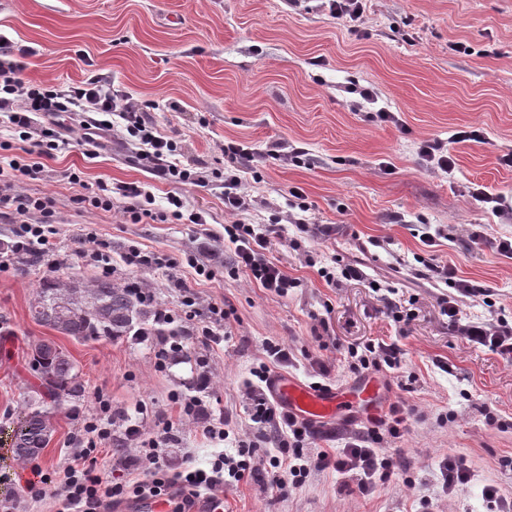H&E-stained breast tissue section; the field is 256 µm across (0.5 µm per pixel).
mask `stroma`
I'll return each mask as SVG.
<instances>
[{
  "mask_svg": "<svg viewBox=\"0 0 512 512\" xmlns=\"http://www.w3.org/2000/svg\"><path fill=\"white\" fill-rule=\"evenodd\" d=\"M0 33L35 48L25 77L34 82L78 84L109 77L121 93L142 104L148 121L180 147L183 165L224 169L230 142L254 149L242 190L251 200L247 219L280 224L272 251L296 288L278 297L236 271L235 246L224 231L233 216L224 187L180 186L140 166L114 126L101 147L78 141L80 118L67 119V146L45 161L40 180L22 179L35 196H50L58 217L56 242L69 260L47 275L40 256L0 272V449L10 423L37 380L28 367L35 341H51L71 355L85 381L79 400L51 407L54 433L36 458L0 461V496L19 491L33 469L59 483L85 423L110 407L114 425L133 419L143 432L172 425L175 460L210 468L219 453L236 454L239 441H255L240 394L265 359L267 343L282 342L296 360L284 377L309 382L312 361L327 365L331 387L350 388L348 346L373 339L396 344L400 369L376 373L384 403L404 402L421 416L394 440L403 467L377 493L364 496L344 476L314 471L304 485L279 494L263 472L213 491L222 512H487L484 485L512 495V361L468 344L440 312L449 294L423 260L454 267L459 278L490 289V297H462L461 314L473 321L512 319V258L496 243L512 238V216L475 201L474 189L512 201V0H367L362 21L329 12L323 0H0ZM376 103H366L362 89ZM401 122L381 121L378 111ZM466 126L483 142H452ZM448 142L452 172L421 162L422 140ZM285 141L302 149L298 159H273L268 146ZM112 185L143 183L166 207L180 194L205 223L171 219L135 224L114 198L111 211L75 205L71 171ZM301 188L307 211L291 205ZM333 224L335 235L311 232ZM429 224L447 229L436 245L418 232ZM482 225L474 243L469 229ZM93 236L112 257L118 286L147 283L158 302L181 311L186 293L196 297L199 320L208 305L229 313L223 344L213 347L174 321L151 335L121 340H78L37 324L29 306L38 284L89 282L102 271L83 254L82 236ZM183 260L195 258L210 276L184 267L185 288L164 270L127 264L131 248ZM361 280H345V266ZM335 283H327L326 275ZM411 302V321H395L392 304ZM181 344L184 358L167 350ZM209 387L199 390L201 376ZM196 399L198 411L182 415L175 398ZM229 420L226 439L204 436L218 416ZM461 455L471 480L456 496L442 488V455Z\"/></svg>",
  "mask_w": 512,
  "mask_h": 512,
  "instance_id": "obj_1",
  "label": "stroma"
}]
</instances>
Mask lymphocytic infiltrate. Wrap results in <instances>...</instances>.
Here are the masks:
<instances>
[{"label":"lymphocytic infiltrate","mask_w":512,"mask_h":512,"mask_svg":"<svg viewBox=\"0 0 512 512\" xmlns=\"http://www.w3.org/2000/svg\"><path fill=\"white\" fill-rule=\"evenodd\" d=\"M33 54V49L0 34V112L6 113L18 136L17 141L0 143V217L11 218L16 225L13 241L0 251V271L9 269L12 259L36 254L45 261L47 272L55 273L61 265L56 258L54 201L27 193L19 180L41 178L45 159L64 148V140L56 133L62 116L71 112L91 113L92 119L82 136L83 141L89 142L97 130L109 127V115H116L124 121L129 137L135 138L136 157L143 167L177 185L204 187L209 178L205 172L185 167L178 157L176 142L165 138L143 118V108L138 102L115 94L111 80L95 76L76 86L25 80L27 59ZM224 155L235 169L234 175L224 179V206L236 220L225 225L224 231L235 245L237 267L259 287L279 297L287 296L297 282L271 256L282 238L280 225L258 228L243 219L249 204L240 190L242 179L236 171L252 161L253 155L243 145L233 142L225 144ZM68 180L77 188L75 204L108 211L113 196L117 195L124 199V214L132 222L148 219L163 223L168 219L167 209L154 208L151 192L142 186L125 183L112 187L104 182L92 185L74 172L69 173ZM431 270L455 290L454 295L442 297L441 312L460 335L502 358H511L512 323L503 318L493 324L462 322L457 299L477 295V288L458 278L451 266L435 264ZM266 352L269 363L260 366L256 382L245 383L242 398L251 421L275 449L274 455L266 460L268 484L285 494L299 486L311 471L333 470L354 481L358 491L368 496L389 482L399 471L401 462L398 453L385 452L384 443L389 438H400L411 419L419 417V410L399 403L389 405L381 415L368 417L361 431L351 436L344 448L333 453L306 452L312 428L276 402L268 387L272 366L289 364L294 358L293 349L282 343H270ZM348 354L349 368L356 374L386 367L394 369L401 364L400 350L379 341L349 347ZM122 434L139 449L133 458L134 465H149L153 473L150 484L138 485L141 493L157 495L162 487L178 482L212 490L229 481L240 482L254 470L251 459L255 449L250 446L239 448L236 456L216 458L211 469H185L169 475L165 472L164 456L171 441L168 428L148 435L138 425L127 423L122 427ZM111 441V423L93 420L87 424L85 436L64 470V483L54 493L59 512H100L103 503L126 495L125 483L103 480L94 472L100 448Z\"/></svg>","instance_id":"obj_1"}]
</instances>
